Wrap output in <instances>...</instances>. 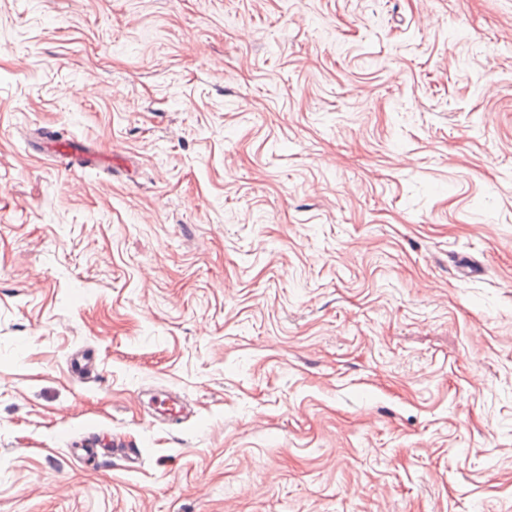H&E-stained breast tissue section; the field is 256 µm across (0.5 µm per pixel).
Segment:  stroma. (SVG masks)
<instances>
[{"mask_svg": "<svg viewBox=\"0 0 512 512\" xmlns=\"http://www.w3.org/2000/svg\"><path fill=\"white\" fill-rule=\"evenodd\" d=\"M0 512H512V0H0Z\"/></svg>", "mask_w": 512, "mask_h": 512, "instance_id": "1", "label": "stroma"}]
</instances>
